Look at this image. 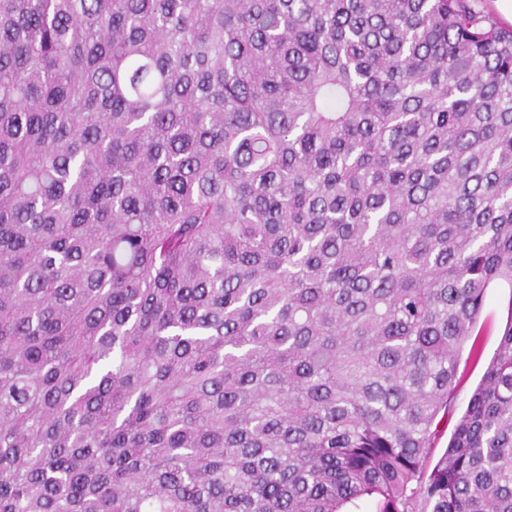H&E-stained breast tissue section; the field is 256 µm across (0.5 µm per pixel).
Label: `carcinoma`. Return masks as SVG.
Wrapping results in <instances>:
<instances>
[{"label": "carcinoma", "mask_w": 512, "mask_h": 512, "mask_svg": "<svg viewBox=\"0 0 512 512\" xmlns=\"http://www.w3.org/2000/svg\"><path fill=\"white\" fill-rule=\"evenodd\" d=\"M494 283L480 0H0V512H512ZM511 297L512 290L508 287L488 289L486 304L474 336L467 341L461 355L453 409L448 416V421L444 419L439 425L440 432L430 454L431 466L445 453L454 427L463 414L473 391L480 383L501 336L510 323ZM474 341L479 350L478 354H471L470 351Z\"/></svg>", "instance_id": "cac0c4a2"}]
</instances>
